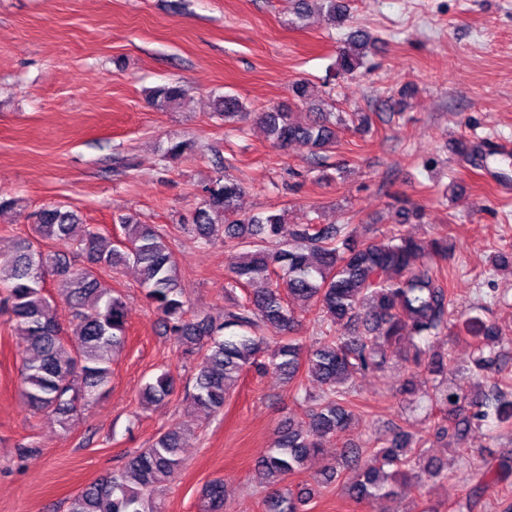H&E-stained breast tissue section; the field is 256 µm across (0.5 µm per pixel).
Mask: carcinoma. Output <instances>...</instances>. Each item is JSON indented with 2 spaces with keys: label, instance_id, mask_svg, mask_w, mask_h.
<instances>
[{
  "label": "carcinoma",
  "instance_id": "carcinoma-1",
  "mask_svg": "<svg viewBox=\"0 0 512 512\" xmlns=\"http://www.w3.org/2000/svg\"><path fill=\"white\" fill-rule=\"evenodd\" d=\"M316 12L327 20H347L345 0H297L301 17ZM376 39L354 27L336 58V75L355 78ZM293 103L310 106L306 118L289 107L273 106L257 115L268 138L281 151L299 145L313 153L336 146L338 134L350 126L364 134L372 127L364 112L336 110L330 93L306 80L288 86ZM186 96L178 83L154 88L151 104L163 110ZM242 100L231 94L215 99L214 116L228 121L241 116ZM187 141L171 142L163 160L174 163L192 151ZM217 175L201 190V200L185 226L202 245L224 238L235 251L226 287L247 291L217 319L193 312L179 282L174 252L164 235L148 224L121 219L123 248L104 244L97 227L84 224L74 210L50 205L35 215L34 236L20 239L13 255L0 264V314L25 344L20 395L38 412L49 413L64 428L72 426L89 403L109 389L112 354L127 339L125 303L105 287L100 271L131 266L145 298L162 317L183 356L195 362L191 403L218 414L231 398L245 368L264 366L294 386L304 424L286 421L260 461L269 479L270 512H303L314 489L296 494L279 489L300 472L307 458L325 442L348 431L356 419L355 373L383 375L391 356L407 367L398 392L410 404L426 402L434 435L457 441L469 433L512 428V361L501 347L496 323L479 315L463 321V339L471 348L461 382L448 384L451 361L435 346L451 340L448 324L455 301L442 275L452 248L445 239L422 242L395 229L381 238H366L349 224H295L282 239L284 214L241 213L242 182L224 171V158L214 153ZM397 223L419 221L422 212L405 199L391 204ZM52 240L80 258L77 263L57 251L38 252ZM61 282L69 325L58 321V304L46 290V277ZM315 312V341L306 346L295 337L296 307ZM274 329L264 336L259 325ZM320 385L311 393L304 377ZM175 380L164 372L145 385L141 399L160 403L173 395ZM426 440L401 429L379 446L342 449L357 468L349 496L358 503L385 496L398 499L402 490L448 481V466L425 461ZM180 428L171 427L148 447L128 457L123 468L98 478L69 502L68 512H164L161 494L183 467ZM484 492L512 476V452L484 460ZM204 512H224V483L205 487Z\"/></svg>",
  "mask_w": 512,
  "mask_h": 512
}]
</instances>
